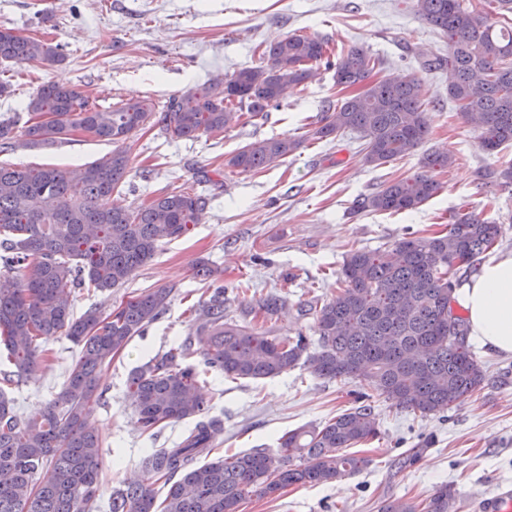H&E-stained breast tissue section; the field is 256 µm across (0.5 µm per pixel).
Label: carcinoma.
I'll return each instance as SVG.
<instances>
[{"label": "carcinoma", "instance_id": "carcinoma-1", "mask_svg": "<svg viewBox=\"0 0 512 512\" xmlns=\"http://www.w3.org/2000/svg\"><path fill=\"white\" fill-rule=\"evenodd\" d=\"M413 9L448 40V55L422 62L448 71V98L475 125L479 146L512 148V0H413ZM319 36L288 34L259 53V63L199 89L171 95L163 104L145 97L106 105L89 102L78 86L56 79L29 98L37 118L25 126V143L55 145L73 130L115 144L112 152L76 169L0 162V270L12 287L0 288V346L13 370L7 385L43 369L47 345L64 337L79 348L59 392L36 416L26 417L0 387V512H94L102 480L95 410L103 397L106 364L167 310L174 289H148L104 314L95 307L74 316L75 294L109 292L128 282L159 245L185 235L210 198L191 187L167 190L134 209L114 206L125 188L132 137L150 120L169 137L196 140L258 119L281 105L288 91L305 89L320 65L336 66L346 95L323 101L309 137L334 141L350 132L364 139V162L378 167L417 148L429 133L424 79L408 73L377 80L378 58L362 46L325 59ZM58 47L0 27V62L60 65ZM17 121L0 119V153L13 151ZM302 140L271 137L250 142L225 166L260 173L294 153ZM455 163L430 153L420 171L358 199L359 211L415 209L441 189L434 172ZM512 187V161L488 173ZM502 227L474 211L454 214L430 236H407L383 250H354L343 261L336 295L299 303L314 319L311 339L270 335L262 326L224 316V286L204 261L194 277L212 289L195 311L192 332L133 371L128 395L138 428L160 430L185 420L192 427L172 448L145 453L141 480L112 490L109 512H239L251 495L275 496L294 485L336 481L370 460L345 452L381 434L373 398L392 400L426 418L471 398L484 374L455 305L456 276L488 254ZM285 299L270 293L250 312L275 315ZM319 378L355 381L357 406L317 425L289 430L274 448L200 462L224 431L199 378L212 372L233 379L278 377L300 364ZM169 486L156 503L154 484ZM457 492L442 485L425 499L385 501L379 512H454Z\"/></svg>", "mask_w": 512, "mask_h": 512}]
</instances>
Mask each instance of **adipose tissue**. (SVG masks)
<instances>
[{
    "mask_svg": "<svg viewBox=\"0 0 512 512\" xmlns=\"http://www.w3.org/2000/svg\"><path fill=\"white\" fill-rule=\"evenodd\" d=\"M470 334L496 352L512 355V253L483 261L457 292Z\"/></svg>",
    "mask_w": 512,
    "mask_h": 512,
    "instance_id": "adipose-tissue-1",
    "label": "adipose tissue"
}]
</instances>
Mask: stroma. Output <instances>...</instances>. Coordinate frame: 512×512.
Segmentation results:
<instances>
[{"mask_svg": "<svg viewBox=\"0 0 512 512\" xmlns=\"http://www.w3.org/2000/svg\"><path fill=\"white\" fill-rule=\"evenodd\" d=\"M58 45L62 66L0 63L13 92L0 97V115L27 120L26 104L37 88L64 78L95 100L118 101L172 94L231 76L255 65L257 45L287 34H317L343 47L362 46L383 62L382 77L420 71L424 59L444 56L448 42L412 9V0H0V27ZM421 72V71H420ZM424 74V73H423ZM430 134L419 149L378 167L363 160L362 140L350 133L338 141L309 142L326 97L337 94L334 69H319L305 90L271 110L267 119L241 124L217 137L169 139L146 124L133 138L129 188L113 201L135 208L158 192L194 186L212 201L199 223L163 244L153 258L111 293L80 292L74 314L99 307L110 312L128 296L162 285L177 292L160 319L135 338L103 369V398L96 409L104 461L97 512H108L109 496L120 481L137 477L138 460L154 448L171 447L184 432L176 423L158 435L140 432L127 395L131 371L168 349L191 331V305L205 284L194 279L193 260L202 258L222 271L229 320L249 321L236 286L250 284L253 298L276 292L285 307L268 327L278 336L310 333L312 318L300 317L299 302L331 298L347 253L383 250L406 234L427 235L450 215L476 210L501 224L494 255L512 252V191L485 184L496 158L480 149L477 133L448 97V73L424 74ZM288 136L301 147L259 174L216 169L248 142ZM110 142L76 133L52 146L19 147L0 161L34 167L83 165L111 153ZM448 152L454 167L436 172L437 195L418 209L401 213L353 212L360 195L414 174L423 154ZM151 169L143 179V169ZM48 366L35 380L13 387L21 413L39 412L59 391L77 356L70 342H52ZM486 380L477 398L450 412L419 418L379 401V438L357 445L368 457L360 474L324 485L291 486L274 497L253 496L241 512H378L386 499L418 501L438 486L454 484L456 512H478L484 497L512 484V355L474 344ZM201 390L224 420L214 456L275 447L286 431L318 424L352 405L348 386L316 377L303 365L265 380L208 376ZM425 447L414 465L401 466L403 453Z\"/></svg>", "mask_w": 512, "mask_h": 512, "instance_id": "obj_1", "label": "stroma"}]
</instances>
